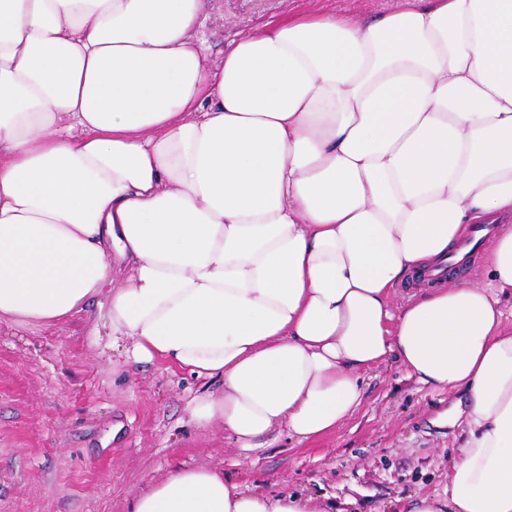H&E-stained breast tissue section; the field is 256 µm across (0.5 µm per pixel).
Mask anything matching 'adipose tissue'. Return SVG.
<instances>
[{
    "label": "adipose tissue",
    "instance_id": "adipose-tissue-1",
    "mask_svg": "<svg viewBox=\"0 0 512 512\" xmlns=\"http://www.w3.org/2000/svg\"><path fill=\"white\" fill-rule=\"evenodd\" d=\"M204 0H0V321L108 298L135 361L220 381L189 421L239 448L325 437L366 372L467 395L448 497L512 512V225L491 287L391 292L512 212V0L291 17L211 60ZM126 512H324L187 467Z\"/></svg>",
    "mask_w": 512,
    "mask_h": 512
}]
</instances>
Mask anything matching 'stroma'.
<instances>
[{
  "label": "stroma",
  "mask_w": 512,
  "mask_h": 512,
  "mask_svg": "<svg viewBox=\"0 0 512 512\" xmlns=\"http://www.w3.org/2000/svg\"><path fill=\"white\" fill-rule=\"evenodd\" d=\"M396 5L209 0L198 36L215 54L291 15L363 21ZM107 300L52 326L0 323V512H122L181 466L217 468L270 494L300 492L338 512H405L419 498H446L448 463L467 431L465 418H444L459 392L419 384L391 359L366 375L361 406L334 433L305 444L276 433L245 452L222 420H188L189 402L219 383L128 357L131 340L113 343L105 329Z\"/></svg>",
  "instance_id": "1"
}]
</instances>
